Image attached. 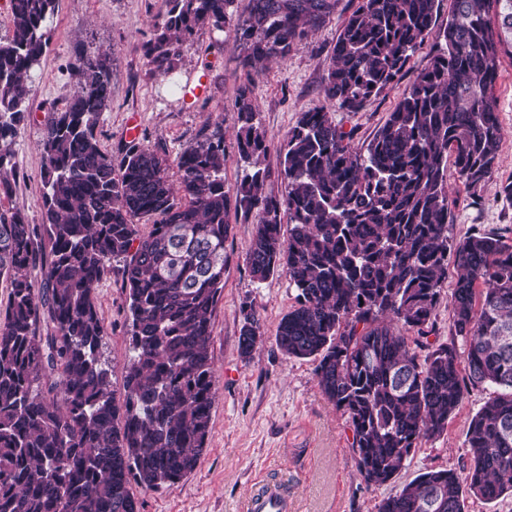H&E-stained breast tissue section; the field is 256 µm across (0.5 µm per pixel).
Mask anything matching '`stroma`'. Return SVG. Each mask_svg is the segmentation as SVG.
Returning <instances> with one entry per match:
<instances>
[{"instance_id": "stroma-1", "label": "stroma", "mask_w": 512, "mask_h": 512, "mask_svg": "<svg viewBox=\"0 0 512 512\" xmlns=\"http://www.w3.org/2000/svg\"><path fill=\"white\" fill-rule=\"evenodd\" d=\"M359 0H337L335 11L307 39L295 43L285 60L273 63L253 83L257 120L267 135L263 165L266 191L282 195L280 146L302 112L321 107L333 113L339 127L351 134V145L365 149L385 123L416 75L436 52L427 38L410 62L385 90L356 112L338 108L322 94L332 49L345 20ZM165 10L162 0H58L50 23L51 43L32 77L30 116L13 144L14 176L0 206L20 209L30 223L42 221L40 142L52 112L64 110L76 83L79 55L108 52L112 64V97L101 112L96 134L102 147L117 152L125 141L126 124L137 116L142 145L164 154L171 178L177 162L202 135L224 140V189L234 192L245 164L237 145L235 101L245 75L233 51L235 30L225 26L197 30L182 48L174 72L186 94L172 93L166 78L147 63L144 46L153 24ZM502 132L493 181L480 191L469 189L456 170H449L451 199L449 237L471 232L512 238V201L498 192L512 182V56L502 55L495 88ZM254 233L252 221L237 220L224 244L227 258L224 292L211 322V355L216 395L208 448L197 469L172 487H135L140 512H242L245 500L271 475L288 474L298 512H378L380 502L419 474L432 469L462 471L469 464L465 436L475 412L493 395L492 388H474L437 438L422 441L396 479L383 487L367 486L359 477L345 419L322 394L310 359L287 356L275 341L277 325L295 303L296 292L284 273L255 281L247 264ZM124 263L112 261L97 290L104 326L101 360L114 389H121L130 356ZM445 282L428 324L427 337L408 330L418 356L429 348L450 344V294ZM252 307L264 332L249 358H242L238 338L243 307Z\"/></svg>"}]
</instances>
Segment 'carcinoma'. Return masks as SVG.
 Returning <instances> with one entry per match:
<instances>
[{
    "label": "carcinoma",
    "instance_id": "1",
    "mask_svg": "<svg viewBox=\"0 0 512 512\" xmlns=\"http://www.w3.org/2000/svg\"><path fill=\"white\" fill-rule=\"evenodd\" d=\"M146 56L168 76L197 29L224 30L235 0H165ZM430 66L397 102L365 152L332 113H301L280 147L285 192L265 191L267 144L252 89L236 97L237 147L252 165L224 191V141L204 137L167 159L139 143L103 149L97 118L112 95L105 54L81 56L66 108L47 120L42 223L0 209V512H139L133 486L171 487L199 465L215 382L211 319L224 288L230 215L256 218L253 279L284 272L295 304L276 342L316 362L319 386L346 419L368 486L390 483L418 445L443 434L470 388L496 395L472 416L465 476L430 470L383 499L379 512H465L466 496L512 494V239L448 238V157L476 190L494 173L501 127L494 88L512 0H453ZM440 0H361L333 47L323 96L356 112L392 84L432 33ZM336 0H251L235 48L250 74L285 59ZM58 0H10L0 37V190L28 118L29 78L50 44ZM288 215V233L282 215ZM151 223L140 232L138 221ZM125 259L131 356L117 401L100 359L96 288ZM453 336L424 360L401 329L427 335L448 278ZM39 269L40 292L30 271ZM239 350L261 339L242 309Z\"/></svg>",
    "mask_w": 512,
    "mask_h": 512
}]
</instances>
